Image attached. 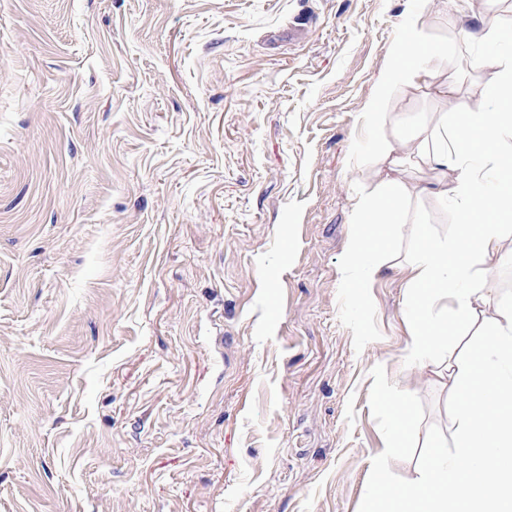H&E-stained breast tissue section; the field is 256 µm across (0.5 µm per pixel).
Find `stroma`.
<instances>
[{"label":"stroma","mask_w":512,"mask_h":512,"mask_svg":"<svg viewBox=\"0 0 512 512\" xmlns=\"http://www.w3.org/2000/svg\"><path fill=\"white\" fill-rule=\"evenodd\" d=\"M454 0H0V512H368L453 401L401 380L399 273L346 265L405 28ZM458 96L390 89L408 125ZM410 224L453 238L425 196ZM406 407L394 432L376 401Z\"/></svg>","instance_id":"1"}]
</instances>
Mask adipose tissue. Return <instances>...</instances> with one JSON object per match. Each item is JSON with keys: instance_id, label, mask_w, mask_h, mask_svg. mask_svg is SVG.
I'll list each match as a JSON object with an SVG mask.
<instances>
[{"instance_id": "ef3b65f1", "label": "adipose tissue", "mask_w": 512, "mask_h": 512, "mask_svg": "<svg viewBox=\"0 0 512 512\" xmlns=\"http://www.w3.org/2000/svg\"><path fill=\"white\" fill-rule=\"evenodd\" d=\"M468 68L498 95H512V53L473 54ZM440 77L456 92L447 51L405 36L391 51L376 95L398 84L418 90ZM378 159L390 171L376 200L359 206L348 262L376 275L388 262L391 226L408 221L407 202L426 190L455 201L462 241L440 242L424 224L413 230L416 250L404 267L412 355H428L437 336H465L475 324L483 326L480 343L436 373L456 401L453 429L429 441L417 478L394 484L376 463L385 512H512V302L489 304L487 285L470 265L476 255L512 262V185L501 180L512 169V113L459 104L455 117L438 112L383 139ZM409 165L429 172L427 186L406 176Z\"/></svg>"}]
</instances>
